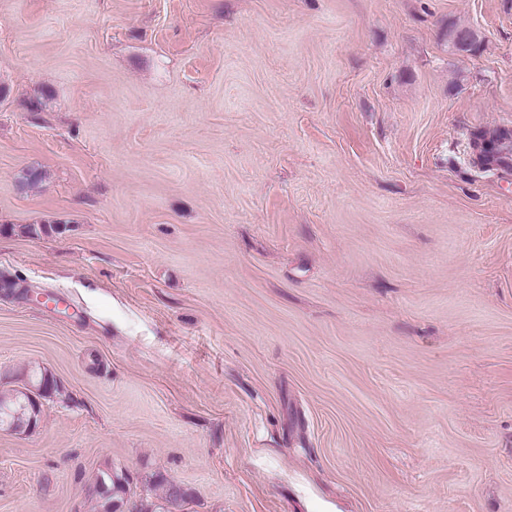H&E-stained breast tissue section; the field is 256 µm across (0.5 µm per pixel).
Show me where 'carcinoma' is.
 Returning a JSON list of instances; mask_svg holds the SVG:
<instances>
[{"label":"carcinoma","mask_w":512,"mask_h":512,"mask_svg":"<svg viewBox=\"0 0 512 512\" xmlns=\"http://www.w3.org/2000/svg\"><path fill=\"white\" fill-rule=\"evenodd\" d=\"M475 146L484 150V156L502 163L508 155L512 154V132L501 131L489 141L479 134L476 136ZM54 388L53 377L45 371L30 375L28 385L21 389L1 388L0 424H4V419L7 418L15 432L33 429L41 412L38 398L49 395ZM127 484V477L118 476L110 468L99 471L94 482L99 512H121ZM181 498H183L181 490L175 485H170L165 496L167 506H157L148 500H143L137 507V512H173Z\"/></svg>","instance_id":"carcinoma-1"}]
</instances>
